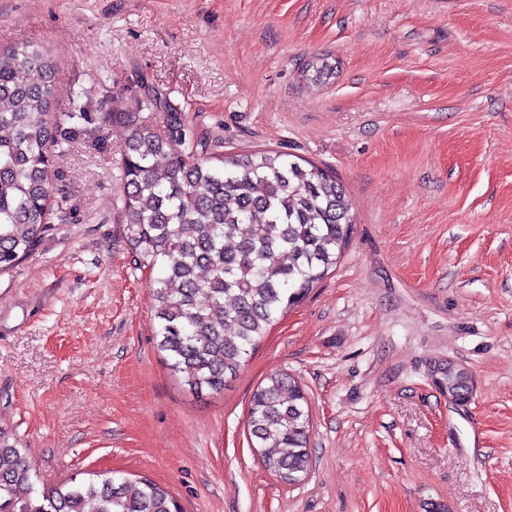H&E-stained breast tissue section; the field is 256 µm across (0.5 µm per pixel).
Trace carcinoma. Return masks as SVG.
Instances as JSON below:
<instances>
[{
	"instance_id": "obj_1",
	"label": "carcinoma",
	"mask_w": 512,
	"mask_h": 512,
	"mask_svg": "<svg viewBox=\"0 0 512 512\" xmlns=\"http://www.w3.org/2000/svg\"><path fill=\"white\" fill-rule=\"evenodd\" d=\"M55 68L40 45L0 51V272L50 230L65 197L52 193L51 151L69 132L55 109ZM166 131L134 129L123 162V231L138 269L158 270L156 336L169 370L189 390L220 394L277 319L341 257L352 203L336 177L274 152L209 153L162 95ZM439 386L472 392L448 364ZM300 385L267 378L248 411L249 445L286 484L309 466V415ZM24 450L0 431V512H183L165 488L93 471L37 491Z\"/></svg>"
}]
</instances>
